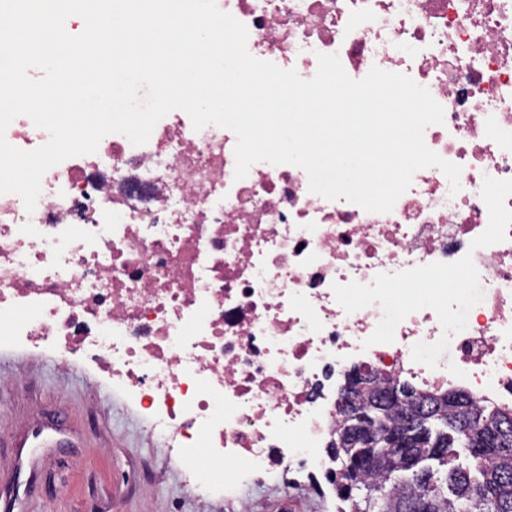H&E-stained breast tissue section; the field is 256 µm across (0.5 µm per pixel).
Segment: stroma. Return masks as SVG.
<instances>
[{"label": "stroma", "instance_id": "35a3bbf8", "mask_svg": "<svg viewBox=\"0 0 512 512\" xmlns=\"http://www.w3.org/2000/svg\"><path fill=\"white\" fill-rule=\"evenodd\" d=\"M0 512H230L209 486L187 492L179 459L145 434V416L83 370L0 344ZM280 477L254 487L265 512H337L334 493L289 490Z\"/></svg>", "mask_w": 512, "mask_h": 512}]
</instances>
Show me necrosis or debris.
<instances>
[{
    "label": "necrosis or debris",
    "instance_id": "4bbe7bcc",
    "mask_svg": "<svg viewBox=\"0 0 512 512\" xmlns=\"http://www.w3.org/2000/svg\"><path fill=\"white\" fill-rule=\"evenodd\" d=\"M261 60L338 54L426 87V145L388 213L296 166L235 179V134L175 110L147 144L104 137L49 169L34 212L0 194V338L81 365L149 416L165 452L249 475H326L339 391L374 372L512 408V0H216Z\"/></svg>",
    "mask_w": 512,
    "mask_h": 512
}]
</instances>
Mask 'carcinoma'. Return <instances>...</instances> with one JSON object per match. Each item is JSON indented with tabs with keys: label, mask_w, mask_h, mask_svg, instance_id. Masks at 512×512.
I'll use <instances>...</instances> for the list:
<instances>
[{
	"label": "carcinoma",
	"mask_w": 512,
	"mask_h": 512,
	"mask_svg": "<svg viewBox=\"0 0 512 512\" xmlns=\"http://www.w3.org/2000/svg\"><path fill=\"white\" fill-rule=\"evenodd\" d=\"M396 389L416 395L407 384L382 383L363 395L406 447L355 472L364 497L353 502V512H512V409L487 412L462 390L436 394L429 397L434 409L424 435H411L397 405L384 397ZM336 434L333 457L341 464L363 456L346 425Z\"/></svg>",
	"instance_id": "carcinoma-1"
}]
</instances>
